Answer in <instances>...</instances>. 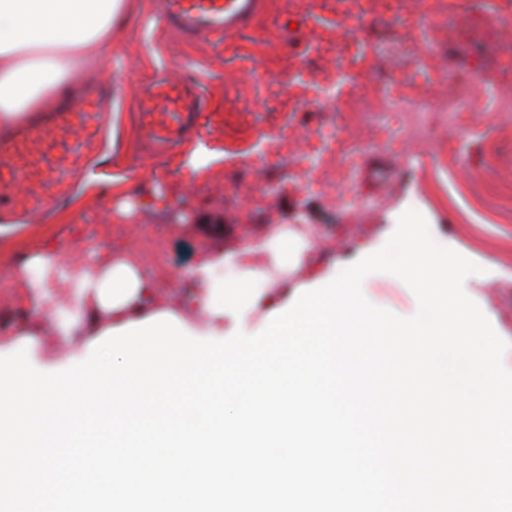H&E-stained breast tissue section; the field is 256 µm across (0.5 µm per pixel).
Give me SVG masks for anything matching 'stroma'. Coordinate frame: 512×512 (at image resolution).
I'll return each mask as SVG.
<instances>
[{"label":"stroma","mask_w":512,"mask_h":512,"mask_svg":"<svg viewBox=\"0 0 512 512\" xmlns=\"http://www.w3.org/2000/svg\"><path fill=\"white\" fill-rule=\"evenodd\" d=\"M127 2L128 17L112 32L107 151L66 205L45 217L8 225L0 233V253L12 258L9 266L0 267V353L23 349L29 360L44 366L63 363L67 350L83 352L86 339L66 337L61 350L48 345L44 333L50 318L28 301L29 282L36 275L28 265L30 257L54 252L81 259V243L95 225L112 228L116 251L135 249L146 236L167 238V275L153 285L160 307L192 323L203 315L197 305L201 264L213 263L216 280L237 278L240 272L231 255L244 241L266 238V226L258 216H251L245 226L240 212L224 206V161L237 158L251 144L246 137L225 138V115L233 113L238 126L252 129L266 117L287 111V93L266 75L287 64L289 52H301L295 27L299 15L289 10L288 0H273L255 28L237 39L186 40L160 22L156 0ZM452 42L469 49L459 61L461 68L482 74L486 81L502 82L494 63L512 54V48L489 37H473L467 24L457 28ZM159 76L193 80L207 102L198 135L168 151L153 149L140 139L134 110L143 87ZM196 150L213 159L197 179L186 165ZM497 163L490 136L483 132L462 136L458 164L450 171L430 159L403 162L372 156V175L363 180L362 192L376 196L382 185L375 175L387 173L394 183L390 205L376 212L362 235L354 238L348 237L345 226L324 223L318 205H310L312 248L289 279V288L315 287L361 259L364 250L381 249L408 208L407 196H415L434 240L478 265V273L468 276L464 285L499 336L510 342L505 362L512 365V263L498 259L500 250L512 249V223H503L496 213L497 208L512 205V196L496 192L481 201L470 193L473 182H493ZM186 199L195 206L192 223H173L174 205ZM361 288L374 306L398 316L418 311L412 290L392 274H369ZM30 337L36 340L31 348L25 345Z\"/></svg>","instance_id":"obj_1"}]
</instances>
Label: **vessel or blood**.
<instances>
[{"label":"vessel or blood","instance_id":"b4317fda","mask_svg":"<svg viewBox=\"0 0 512 512\" xmlns=\"http://www.w3.org/2000/svg\"><path fill=\"white\" fill-rule=\"evenodd\" d=\"M159 15L186 38L237 37L255 27L269 0H158ZM108 87L90 85L62 94L49 112H37L0 136V214H38L66 204L75 176L100 155L105 143ZM141 136L156 147L185 139L204 110L191 81L159 77L135 102Z\"/></svg>","mask_w":512,"mask_h":512}]
</instances>
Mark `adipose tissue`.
Wrapping results in <instances>:
<instances>
[{"label":"adipose tissue","mask_w":512,"mask_h":512,"mask_svg":"<svg viewBox=\"0 0 512 512\" xmlns=\"http://www.w3.org/2000/svg\"><path fill=\"white\" fill-rule=\"evenodd\" d=\"M126 11V0H0V129L54 104L74 68L103 59ZM308 246L282 226L262 243L244 245L235 259L246 272H293ZM66 280L74 292L69 308L55 310L59 335L85 332L94 340L154 314L151 282L128 261L108 256L89 264L76 261ZM88 298L95 315L89 325L83 311Z\"/></svg>","instance_id":"obj_1"}]
</instances>
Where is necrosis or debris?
<instances>
[{
    "instance_id": "obj_1",
    "label": "necrosis or debris",
    "mask_w": 512,
    "mask_h": 512,
    "mask_svg": "<svg viewBox=\"0 0 512 512\" xmlns=\"http://www.w3.org/2000/svg\"><path fill=\"white\" fill-rule=\"evenodd\" d=\"M306 17L334 19L308 59L274 79L292 108L257 131L252 152L224 173L225 204L278 221V201L292 197L296 223L318 202L338 224H355L367 207L360 181L372 155L438 158L453 152L452 128H493L512 138V91L454 68L445 50L461 21H477L512 46V8L499 0H289ZM382 36H373L374 26ZM362 31L363 43L351 34ZM448 88L447 99L430 92ZM280 170L270 179L269 168Z\"/></svg>"
}]
</instances>
